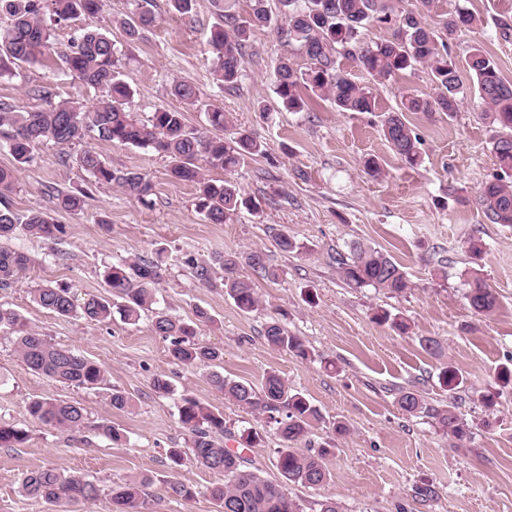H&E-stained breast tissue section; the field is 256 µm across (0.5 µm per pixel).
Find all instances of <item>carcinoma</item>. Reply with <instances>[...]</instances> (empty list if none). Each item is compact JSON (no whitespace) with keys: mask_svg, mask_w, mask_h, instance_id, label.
I'll list each match as a JSON object with an SVG mask.
<instances>
[{"mask_svg":"<svg viewBox=\"0 0 512 512\" xmlns=\"http://www.w3.org/2000/svg\"><path fill=\"white\" fill-rule=\"evenodd\" d=\"M247 15L236 9V0H217L220 23L211 29L208 46L214 54V72L218 84L227 89L238 86L243 76L244 50L252 28L273 27L277 36L294 45L306 58L307 66L295 68L290 58L277 64L272 91L289 112H312L319 102L329 100L338 112H374L377 101L371 91L351 80L341 70L339 58L356 61L375 81L384 83L399 74L427 66L432 74L436 95H405L396 111L384 113L381 131L391 150L405 163L414 166L420 160L418 134L406 123V112H446L453 115L467 99L456 61L450 52L452 36L462 28L477 26L475 15L458 9L443 23L446 38H438L423 12L433 0H419L421 11L394 13L391 0H279L281 23L272 24L267 0H250ZM101 0H0V13L10 23L0 30V78L10 77L21 64L42 63L51 48L54 27L83 16L92 19L100 12ZM156 18L149 8L118 20L128 39L136 41L154 26ZM369 24L393 26L392 37L380 44L365 40L361 29ZM60 58L66 70L87 85L99 88L102 95L90 107L74 100H63L47 109L16 111L0 104V127L7 126V148L14 160L10 168L0 167V197L12 191L18 170L34 161L33 146L52 141L61 147L80 145L90 134L106 142L131 145L154 151L167 158L170 176L196 185V208L211 224H225L246 209L262 211L260 200L245 194L238 183L214 180L201 172L203 160L226 173L237 171L245 159L266 153L263 141L245 129H237L229 142L187 128L184 112L158 108L150 118L139 121L128 110L133 95L121 78L120 52L109 35L88 25L75 37ZM477 95L475 108L483 119L497 127L490 140L491 152L502 174L485 182L475 196L490 224L512 226V82L501 76L496 62L481 46L471 48L465 61ZM171 94L189 107L200 105L198 91L185 80L174 82ZM209 127L224 131L230 120L220 107L205 109ZM76 163L96 186L115 184L143 205L152 203L153 185L137 170H116L107 165L91 147L76 155ZM48 195L60 212L75 211L84 205L88 191H66L54 187ZM44 240H55L64 226L39 211L19 214L9 205L0 206V240H10L16 233ZM28 264V257L7 245H0V288L12 287ZM164 250L153 259L126 261L112 265L104 274L111 288L112 301L95 297L77 303L67 288L37 285L31 289L41 307L60 317L76 312L97 322H105L117 312L134 324L141 312L155 303L154 291L163 271ZM194 277L210 284L218 271L224 272V288L237 308L244 313L258 310L260 300L251 282L234 276L245 265L254 275L276 281L280 270L269 263L267 254L251 250L243 254H219L209 259H186ZM338 273L351 288H374L394 296L406 293L412 283L404 268L388 253L361 244L350 248L349 255L337 261ZM465 298L478 314H489L497 306V297L477 272L466 281ZM372 320L404 333L407 320L386 309H377ZM212 321L210 314L196 308L194 320L186 322L163 311L155 312L154 331L169 340V355L174 363L186 367H211V383L224 392V399L252 413L263 415L284 442L277 451L275 466L284 482H273L253 466L252 460L227 446L233 440L243 448H253L262 441L258 432L248 428L236 435L226 429L224 413L213 410L190 395L182 396L178 419L185 432V447L168 450L170 460L178 465L190 458L201 466L224 474V483L210 489L218 512H303L288 497L285 484L319 487L330 479L326 464L331 449L295 447L299 441L323 423L319 408L303 393L293 390L281 375L272 370L260 385L242 379H227L215 367L223 363L224 352L198 340V327ZM0 331L14 336L16 352L31 371L56 382L95 388L105 381V369L70 348L58 346L32 329L14 309L0 305ZM267 344L301 360L313 357L306 340L279 321L266 324L263 334ZM396 403L405 415L431 419L459 445L471 440L472 426L459 411L455 397L448 403L432 405L415 389L398 393ZM30 419L43 426L76 431L84 427V409L76 403L55 398H38L27 407ZM28 439V432L9 423H0V447L15 448ZM142 478L116 483L111 487L115 512H142L146 506ZM21 490L47 502L59 500L91 503L100 489L81 476L65 475L50 468L27 472Z\"/></svg>","mask_w":512,"mask_h":512,"instance_id":"carcinoma-1","label":"carcinoma"}]
</instances>
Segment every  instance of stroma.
<instances>
[{"label":"stroma","mask_w":512,"mask_h":512,"mask_svg":"<svg viewBox=\"0 0 512 512\" xmlns=\"http://www.w3.org/2000/svg\"><path fill=\"white\" fill-rule=\"evenodd\" d=\"M473 12L479 25L458 31L450 43L457 63L471 47L482 45L512 82V0H438L428 22L441 29L458 7ZM136 0H103L96 19L122 50V72L134 95L128 108L139 119L155 109L184 110L190 128L205 130L204 105L223 107L234 128L252 131L267 152L248 158L235 175L247 194L274 196L263 213L241 212L226 224L207 223L195 206L193 184L173 180L169 163L157 153L88 139L102 159L117 169L146 174L154 186L145 206L116 186L93 189L78 211H56L47 187H81L86 174L75 162L77 147L50 141L35 144L34 162L22 169L8 193L18 213L53 215L66 233L55 242L17 235L14 248L28 254L30 266L13 288L0 290V304L18 311L30 327L55 344L75 349L102 364L111 386L127 393L128 408L117 410L101 389L64 385L27 369L8 335L0 333V422L29 427L30 437L19 448H0V512H112L109 490L129 478L148 477L147 512H217L209 495L222 474L193 460L173 466L168 449L184 445L177 404L187 393L221 410L227 428L251 427L263 434L260 445L246 452L266 477L280 480L274 465L280 438L263 418L225 400L207 370L180 367L168 357V341L152 326V313L137 324L120 319L96 322L81 316L63 318L36 304L30 288L39 284L70 288L78 300L107 294V267L124 260L152 258L157 249L169 257L155 289L157 309L190 319L201 307L212 317L199 340L223 349L225 377L260 383L268 371H278L289 387L306 394L321 410L323 426L308 436L317 445L327 439V426L344 422L346 436L336 438L327 460L331 479L312 489L288 486L291 498L303 506L331 497L345 512H512V390H500L494 407L480 397L495 388L501 366L512 363V226L486 223L472 205L458 197H474L498 172L489 149L491 127L464 101L459 112L408 114L421 139V163L404 164L380 133L382 113L398 109L401 96L413 92L434 95L427 68L385 82H374L356 62L340 65L356 83L376 96L374 112H339L322 102L313 112H290L276 101L272 79L280 57L295 49L277 39L271 29H254L245 50L238 88L220 89L214 79L213 56L207 39L218 20L213 0H195L189 16L170 10L167 0H153L155 27L128 42L116 18L133 11ZM192 82L201 105L184 107L170 93L174 81ZM34 85L47 88L52 101L74 98L93 105L99 89L72 77L58 64L22 67L0 79V103L27 110L42 106L31 96ZM376 157L382 177L363 171V161ZM288 230L303 244L300 253L279 250L274 235ZM481 240L483 252L473 257L470 239ZM360 241L391 254L407 271L412 287L394 297L372 288L347 286L337 273L338 255ZM263 250L280 269L278 280L253 277L248 267L237 274L251 281L261 297L258 311H239L222 284L199 283L187 257ZM448 275L434 276L438 265ZM481 274L494 291L497 310L474 313L465 294L470 272ZM382 307L406 318L408 334L372 321ZM287 313L290 332L304 336L316 353L335 359L338 370L325 372L316 361H303L269 347L265 325ZM432 338L442 346L434 356L421 347ZM465 378L456 394L460 411L474 423L473 438L456 447L425 417L403 415L396 404L400 390L413 388L432 404L447 400L438 374L443 366ZM166 376L174 391H153L155 376ZM56 398L79 404L88 425L64 431L31 425L26 408L31 400ZM114 426L125 436L115 445L100 425ZM38 468L80 474L97 483L101 496L91 504L37 500L21 491L24 475ZM192 487L193 498L173 494L169 480ZM432 483L434 499L421 502L413 488Z\"/></svg>","instance_id":"1"}]
</instances>
